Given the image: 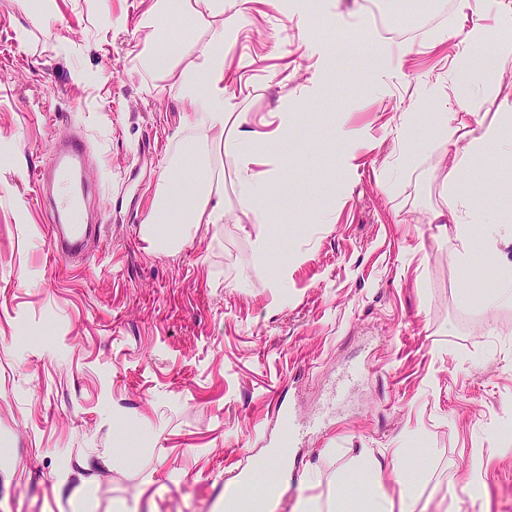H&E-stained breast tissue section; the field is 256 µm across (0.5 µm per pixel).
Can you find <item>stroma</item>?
I'll return each instance as SVG.
<instances>
[{
  "label": "stroma",
  "instance_id": "stroma-1",
  "mask_svg": "<svg viewBox=\"0 0 512 512\" xmlns=\"http://www.w3.org/2000/svg\"><path fill=\"white\" fill-rule=\"evenodd\" d=\"M510 4L453 6L398 70L363 76L330 61L381 45L375 26L357 39L336 0H306L304 24L261 0L229 49L227 94L248 113L295 110L281 166L296 194L249 223L225 165L221 245L202 234L166 255L140 228L193 107L139 64L147 0H0V512H73L82 487L93 512H225V477L263 475L281 406L297 433L273 512L355 496L363 449L421 464L413 512H512V430L493 428L512 422V305L467 302L494 270L479 259L461 276L460 242L427 221L456 147L409 120L424 102L496 120L512 63L499 85L454 86L460 56L512 38ZM72 130L103 202L78 267L52 250L37 180ZM412 131L427 144L411 155ZM465 178L479 207L512 216V154ZM261 232L278 263L256 262ZM350 366L362 376L333 396Z\"/></svg>",
  "mask_w": 512,
  "mask_h": 512
}]
</instances>
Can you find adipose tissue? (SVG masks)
I'll return each instance as SVG.
<instances>
[{
  "label": "adipose tissue",
  "mask_w": 512,
  "mask_h": 512,
  "mask_svg": "<svg viewBox=\"0 0 512 512\" xmlns=\"http://www.w3.org/2000/svg\"><path fill=\"white\" fill-rule=\"evenodd\" d=\"M254 0H149L143 25L158 30L190 20L206 26V39L196 41L192 55H184L172 39L144 45L137 54L144 70L176 85L196 110L183 124L188 136L157 180L156 201L140 234L150 249L174 254L197 237L202 227H218L227 217L224 161L232 159L238 182L237 206L255 223H266L273 200L287 194L279 154L288 145L292 114L278 113L276 126L238 111L226 93L224 58L227 47L245 23ZM432 121L442 137L457 143L452 167H440L435 178L442 205L429 212V223L453 225L460 240H470L475 225H483L478 253H459L461 273H469L474 255L492 260L500 270L493 292L474 295V303L487 306L512 302V223L489 215L476 203L463 182V172L486 150L512 144V100H503L496 121L468 126L455 112H436ZM356 467L371 476L367 491L351 500L320 501L305 498L299 512H405L418 483L409 473L399 477V498L382 487L383 465L369 451L355 458Z\"/></svg>",
  "instance_id": "ef3b65f1"
}]
</instances>
